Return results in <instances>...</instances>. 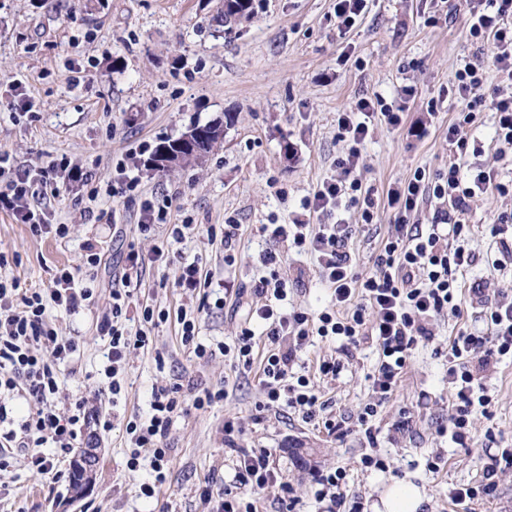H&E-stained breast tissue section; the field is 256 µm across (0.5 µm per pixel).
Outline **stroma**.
Returning <instances> with one entry per match:
<instances>
[{
    "instance_id": "1",
    "label": "stroma",
    "mask_w": 512,
    "mask_h": 512,
    "mask_svg": "<svg viewBox=\"0 0 512 512\" xmlns=\"http://www.w3.org/2000/svg\"><path fill=\"white\" fill-rule=\"evenodd\" d=\"M247 21L224 31L213 23L217 0H0V154L12 172H35L67 156L88 174L86 186L54 192L35 184V205L50 224L69 228L66 238L53 231L32 236L28 225L0 212V252L18 263L0 269L21 287L46 288L53 272L77 265L86 244L102 261L91 268L96 303L79 314H57V325L82 345L66 367V394L93 397L112 428L98 431L99 454L93 482L74 496L64 478L30 475L23 460L0 471V512H204L199 499L205 482H230L240 448H264L294 489L300 512H323L314 497L311 474L344 468L349 496L363 512H373L386 486L411 482L425 495L422 512H512V470L496 494L474 502H453L451 488L480 481L488 455L512 448V359H502L486 384L492 396L488 413H475L472 438L457 448L438 427L448 419L451 393L445 351L463 329H485L483 311L512 283V271L493 262L500 246L489 224L512 211V196L476 198L466 216L472 226L468 246L475 256L461 280L458 312L436 323L433 339L418 346L392 398L380 408L371 433L356 427V415L369 400V376L377 362L370 340L345 345L319 339L300 353L297 373L306 375L325 402L326 415L342 421L341 432L304 421L297 411L262 408L259 377L270 347L257 337L250 366L234 365L215 354L197 358L181 342L180 309L197 306V297L176 288L181 266L196 262L213 282L252 285L257 263L269 242L262 224H289L316 185L334 173L338 153L336 114L362 97H379L402 107L403 121L377 125L361 149L363 189L382 199L389 184L447 169L452 156L448 124L460 109L450 88L460 58L478 54L487 78L496 75L490 46L476 48L468 32L462 0H369L351 29L339 27L336 0H256ZM21 80L30 104L13 109L10 83ZM436 110H429V103ZM474 137L481 155L463 164L495 168L501 181L512 180V159L500 157L493 139V114L480 109ZM224 127L221 142L198 163L169 171L151 169L157 145L180 137L195 124ZM136 167L137 187L121 184L118 162ZM97 190L89 200L88 190ZM168 199L171 224L198 230L182 242H169V226L153 240L139 234L144 200ZM352 227L348 249L355 268L371 271L392 217L379 209L373 223L362 224L356 210L343 211ZM239 226L233 242L236 262L224 263V244L209 236V226ZM167 244L165 262L149 267L135 291L127 317L138 328L141 308L166 311L167 321L153 331L147 348L132 355L112 395L105 374L108 346L96 328L97 316L113 284L128 273L129 249L149 252ZM288 304L304 310L328 305L331 291L320 282L317 262L308 254H289ZM481 285L482 296L471 288ZM234 299L210 307L197 323V340L207 346L233 342L244 317ZM343 360L336 379L318 372L327 358ZM184 384L186 397L224 390L223 401L207 411L178 415L164 442L169 450L167 481L154 497L141 496L150 480L149 460L130 471L126 422L145 415L153 388ZM238 430L225 438L224 424ZM307 456H298V449ZM377 453L385 469L366 468L363 455Z\"/></svg>"
}]
</instances>
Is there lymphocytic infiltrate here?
<instances>
[{"mask_svg": "<svg viewBox=\"0 0 512 512\" xmlns=\"http://www.w3.org/2000/svg\"><path fill=\"white\" fill-rule=\"evenodd\" d=\"M469 35L476 42H491L497 81L490 94H483L486 77L481 65L461 58L452 85L463 104L448 126V143L456 152L466 153L468 132L478 120V106L489 102L495 114L494 139L500 153L512 151V0H466ZM396 127L400 113L382 99L363 97L354 108L338 113L337 136L341 150L336 157V172L323 179L303 204L304 210L323 216L320 224L295 219L290 224H263L259 231L275 241L258 256L264 274L251 289L226 285V293L244 301L246 315L239 325L234 344H220L222 352H234L237 362L250 365L254 338L263 334L273 348L263 367L262 390L266 408L287 404L312 421L325 409L309 386L306 376L295 375L293 366L299 352L319 336H338L354 344L371 339L378 351V362L371 376L372 396L356 416L361 429H368L380 407L394 392L401 374L419 343L431 340L435 321L457 311V275L472 265L474 256L466 243L470 226L463 220L475 198L495 192L512 191L502 183L494 169L475 166L469 169L449 163L447 171L427 177L418 169L412 178L390 186L385 208L392 214L391 230L377 256L373 272L357 273L347 248L351 235L340 211L357 208L362 223L374 220L376 203L364 191L359 178L361 148L371 138L378 123ZM27 175L18 174L0 190V211L28 224L32 235L45 233L43 211L31 202ZM448 203L455 220L448 228L432 224L422 227L410 223L411 214L424 203ZM311 253L317 260L319 277L332 289L330 309L312 315L283 303L288 296L287 257L289 252ZM162 247L150 254L130 251V275L121 287L112 289L110 301L99 317V330L108 340L106 375L112 376L113 392H120L118 376L134 350L149 344V336L166 313L144 307L142 325L129 330L124 322L132 297V273H143L148 264L163 259ZM80 268L65 266L56 270L49 288L24 289L18 279H0V470L11 459L23 457L27 468L40 476L60 478L58 465L75 448L82 431L90 425L110 429V419L101 416L89 398L61 403L60 375L80 349V342L65 336L47 316L48 307L70 314L90 306L93 291L79 286ZM487 334L460 331L448 345V382L452 410L448 416V438L467 447L471 439L472 416L476 408H487L489 398L484 380L501 358L512 357V293H503L485 313ZM262 332H255V324ZM182 384L158 388L146 420H129L126 433L132 449L129 469H137L142 455H150L155 473L153 482L141 484L140 493L150 498L166 479L167 451L163 446L175 416L184 410ZM25 397L31 403L27 416L14 418L6 399ZM321 419V418H320ZM51 444L54 455L41 452ZM512 469V451L489 456L482 467L478 484L452 488L454 501L493 496L505 469ZM275 486L283 512H294L298 503L291 485L283 480L266 449L243 450L233 482L216 489L202 487L200 499L208 512H255L244 503L243 490L259 492Z\"/></svg>", "mask_w": 512, "mask_h": 512, "instance_id": "f902f5d3", "label": "lymphocytic infiltrate"}]
</instances>
